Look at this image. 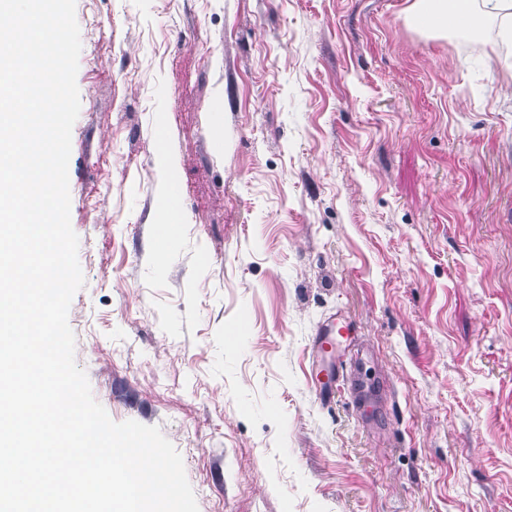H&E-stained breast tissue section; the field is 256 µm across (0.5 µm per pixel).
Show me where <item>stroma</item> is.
Here are the masks:
<instances>
[{"label": "stroma", "instance_id": "stroma-1", "mask_svg": "<svg viewBox=\"0 0 512 512\" xmlns=\"http://www.w3.org/2000/svg\"><path fill=\"white\" fill-rule=\"evenodd\" d=\"M412 2L76 0L75 362L199 512H512V42ZM316 343L328 359L336 357L340 347L347 343L348 326L342 317L333 316L325 320L318 328Z\"/></svg>", "mask_w": 512, "mask_h": 512}]
</instances>
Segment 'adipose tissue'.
Here are the masks:
<instances>
[{"instance_id":"adipose-tissue-1","label":"adipose tissue","mask_w":512,"mask_h":512,"mask_svg":"<svg viewBox=\"0 0 512 512\" xmlns=\"http://www.w3.org/2000/svg\"><path fill=\"white\" fill-rule=\"evenodd\" d=\"M408 18L423 32H473L489 19L512 21V0H413Z\"/></svg>"}]
</instances>
